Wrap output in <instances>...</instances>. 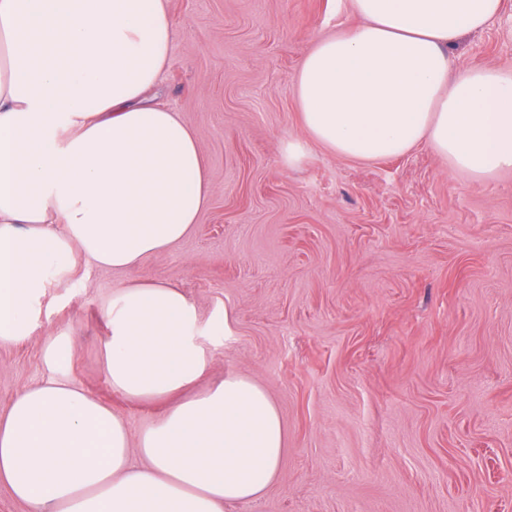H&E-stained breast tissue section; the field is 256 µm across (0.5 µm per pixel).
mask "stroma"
Returning <instances> with one entry per match:
<instances>
[{
    "instance_id": "obj_1",
    "label": "stroma",
    "mask_w": 512,
    "mask_h": 512,
    "mask_svg": "<svg viewBox=\"0 0 512 512\" xmlns=\"http://www.w3.org/2000/svg\"><path fill=\"white\" fill-rule=\"evenodd\" d=\"M454 48L457 66L512 68V0ZM158 99L200 138L212 199L192 234L130 271L78 267L42 299L31 338L0 347V414L67 376L139 430L106 375L102 308L134 279L171 283L202 319L206 389L260 383L286 431L278 482L224 512H512V171L474 182L428 146L370 163L309 142L292 78L313 38L358 28L350 0H170ZM305 144L288 166L284 143Z\"/></svg>"
}]
</instances>
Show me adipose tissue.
Here are the masks:
<instances>
[{
  "label": "adipose tissue",
  "mask_w": 512,
  "mask_h": 512,
  "mask_svg": "<svg viewBox=\"0 0 512 512\" xmlns=\"http://www.w3.org/2000/svg\"><path fill=\"white\" fill-rule=\"evenodd\" d=\"M364 23L313 40L294 76L308 140L359 162L428 145L481 181L512 169V69L456 67L451 50L503 0H350ZM168 0H0V346L28 340L36 306L78 264L128 270L185 239L211 200L199 138L148 93L171 62ZM106 374L162 402L139 433L51 373L0 419V484L30 512H224L260 499L285 450L279 409L249 376L192 392L206 341L181 288L135 280L104 307Z\"/></svg>",
  "instance_id": "obj_1"
}]
</instances>
